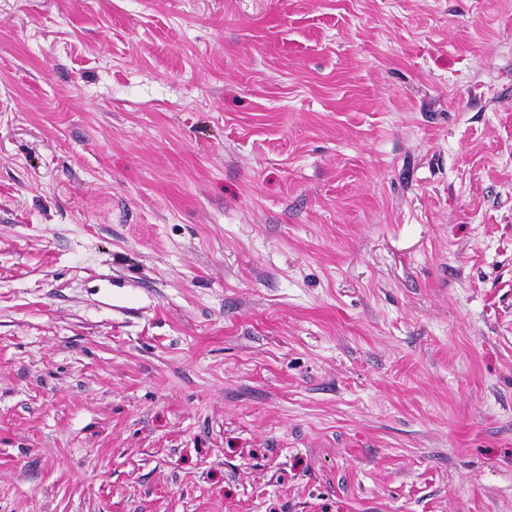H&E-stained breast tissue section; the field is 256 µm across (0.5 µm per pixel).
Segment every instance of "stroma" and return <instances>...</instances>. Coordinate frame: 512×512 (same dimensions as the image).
I'll return each mask as SVG.
<instances>
[{
    "mask_svg": "<svg viewBox=\"0 0 512 512\" xmlns=\"http://www.w3.org/2000/svg\"><path fill=\"white\" fill-rule=\"evenodd\" d=\"M0 512H512V0H0Z\"/></svg>",
    "mask_w": 512,
    "mask_h": 512,
    "instance_id": "35a3bbf8",
    "label": "stroma"
}]
</instances>
